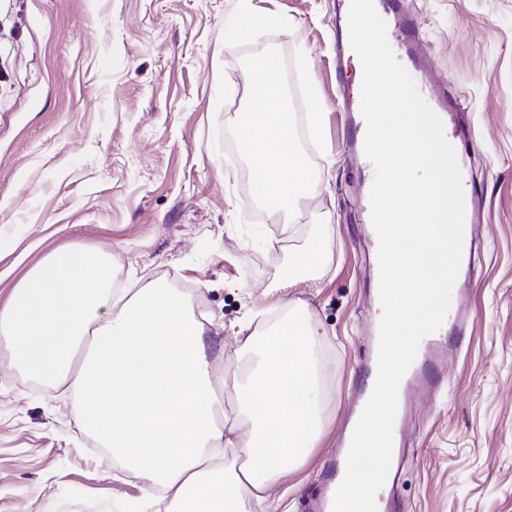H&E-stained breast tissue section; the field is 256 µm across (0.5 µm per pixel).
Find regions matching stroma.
Masks as SVG:
<instances>
[{
	"instance_id": "stroma-1",
	"label": "stroma",
	"mask_w": 512,
	"mask_h": 512,
	"mask_svg": "<svg viewBox=\"0 0 512 512\" xmlns=\"http://www.w3.org/2000/svg\"><path fill=\"white\" fill-rule=\"evenodd\" d=\"M405 4L434 60L428 88L465 105L448 128L477 199L449 310L472 329L458 347L438 331L448 354L439 385L412 396L398 491L404 512H512V0ZM256 12L278 21L226 37L228 19ZM335 12L336 0H0V307L49 250L78 244L111 254L118 284L184 287L214 319L216 376L247 368L231 328L247 313L268 323L266 306L299 299L325 332L321 434L255 512H304L321 495L375 328L373 227L336 91L355 68L334 72ZM265 52L317 183L288 223L254 202L237 137L245 75ZM316 239L330 264L283 292ZM155 509L130 467L101 456L66 384L23 373L0 346V512Z\"/></svg>"
}]
</instances>
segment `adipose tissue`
I'll return each instance as SVG.
<instances>
[{"label": "adipose tissue", "instance_id": "adipose-tissue-1", "mask_svg": "<svg viewBox=\"0 0 512 512\" xmlns=\"http://www.w3.org/2000/svg\"><path fill=\"white\" fill-rule=\"evenodd\" d=\"M239 144L254 195L271 216L313 186L295 141L279 64L265 55L247 74ZM206 323L175 289L155 283L131 297L113 287L112 257L73 245L50 252L0 309V343L16 368L68 382L88 431L163 490L167 512H253L267 487L297 468L319 431L313 349L321 333L296 301L263 333L238 324L252 366L236 384L246 438L224 421L223 394L204 341Z\"/></svg>", "mask_w": 512, "mask_h": 512}]
</instances>
